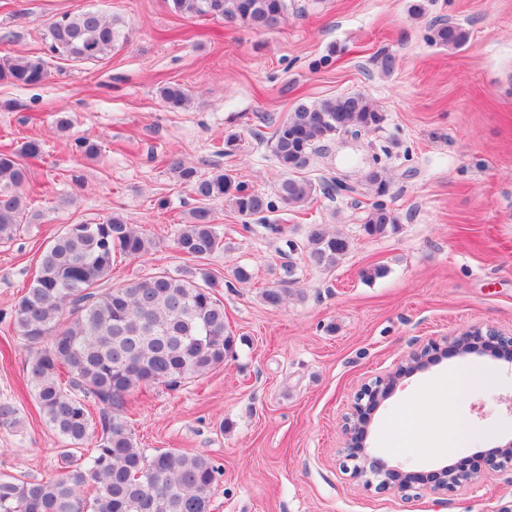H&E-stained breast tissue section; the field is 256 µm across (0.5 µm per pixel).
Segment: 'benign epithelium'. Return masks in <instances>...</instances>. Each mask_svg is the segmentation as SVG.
<instances>
[{"label": "benign epithelium", "mask_w": 512, "mask_h": 512, "mask_svg": "<svg viewBox=\"0 0 512 512\" xmlns=\"http://www.w3.org/2000/svg\"><path fill=\"white\" fill-rule=\"evenodd\" d=\"M491 342L498 344L502 349L512 348L511 336H504L493 329L484 331L480 328H472L453 338L447 349L456 355L474 354ZM440 353V343L433 341L411 353L391 375L380 378L372 384H366L360 389L345 423V434L348 435L345 452L348 459L356 462L353 467L354 477L365 478V483L368 485L373 484V480L377 479L380 490L394 486L406 492L413 487L412 473L387 469L372 460L362 445V440L367 433L370 412L390 394L398 380L406 375L425 370ZM501 471L512 472L511 441L480 453L479 460L475 463L465 457L443 466L435 475L432 490L446 494L475 484L486 472Z\"/></svg>", "instance_id": "benign-epithelium-1"}]
</instances>
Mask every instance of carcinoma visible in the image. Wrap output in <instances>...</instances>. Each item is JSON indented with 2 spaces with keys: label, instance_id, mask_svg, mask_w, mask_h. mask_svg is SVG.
<instances>
[{
  "label": "carcinoma",
  "instance_id": "1",
  "mask_svg": "<svg viewBox=\"0 0 512 512\" xmlns=\"http://www.w3.org/2000/svg\"><path fill=\"white\" fill-rule=\"evenodd\" d=\"M185 17H219L250 29H273L288 19V0H170ZM126 38L122 24L91 7L64 13L51 23L48 50L71 61L98 60ZM459 23L432 24V41L449 49L467 43ZM41 56L18 55L0 61V80L34 86L46 80ZM172 111L189 102L188 91L174 83L160 88ZM381 110L366 96L345 95L300 104L273 133L275 159L284 178L270 198L250 190L228 173L201 178L172 156L169 168L190 187L197 205L189 212L175 245L183 259L199 263L221 250L212 203L227 198L242 216L261 221L278 209L297 210L318 191L355 188L332 178L321 187L302 176L313 156L339 132L357 135L380 128ZM37 140L20 150L0 152V241L12 240L29 210L24 190L30 169L19 156L37 158ZM376 196L367 209L364 232L373 237L396 229L398 220L385 204L390 179L381 170L365 174ZM153 247L150 239L120 215L93 224H67L45 247L27 291L14 305V330L33 354L31 386L39 413L61 441V470L48 478L0 474V512H211L212 489L220 467L202 454L179 449L146 454L128 428L127 396L150 384L176 388L224 363L233 336L217 297L218 279L195 266L133 278L104 288L112 262L120 255L138 259ZM348 241L321 227L306 246L309 261L333 268ZM295 266H282L281 287L263 297L279 305L295 284ZM102 405L99 421L90 419L87 402ZM93 444L85 457L80 450Z\"/></svg>",
  "mask_w": 512,
  "mask_h": 512
}]
</instances>
